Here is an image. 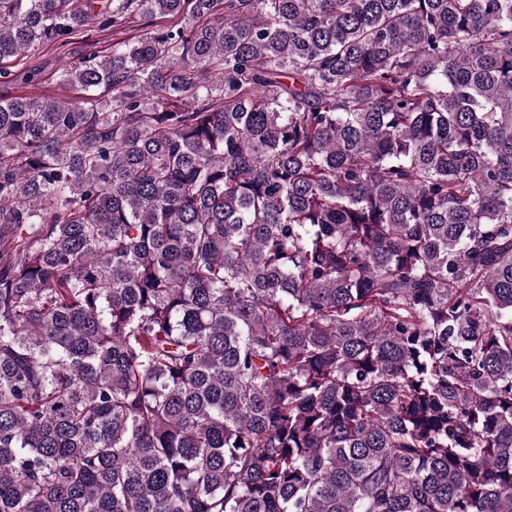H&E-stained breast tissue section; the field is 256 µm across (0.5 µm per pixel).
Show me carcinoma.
Listing matches in <instances>:
<instances>
[{
	"label": "carcinoma",
	"mask_w": 512,
	"mask_h": 512,
	"mask_svg": "<svg viewBox=\"0 0 512 512\" xmlns=\"http://www.w3.org/2000/svg\"><path fill=\"white\" fill-rule=\"evenodd\" d=\"M132 13L0 96V512H512V0H0V63ZM140 23L137 18L131 20L126 27L110 28L103 32L94 25L74 39L65 54H59V51L50 48H43L36 52L35 59L30 63V65L39 63L41 66L38 75L32 82L22 84L18 78L17 82L10 85L0 84V92L10 95L28 94L48 99H75L80 96L79 92L68 88L60 81L59 75L62 69L90 54L95 53L100 57L108 55L112 51V45L141 34L138 26Z\"/></svg>",
	"instance_id": "cac0c4a2"
}]
</instances>
